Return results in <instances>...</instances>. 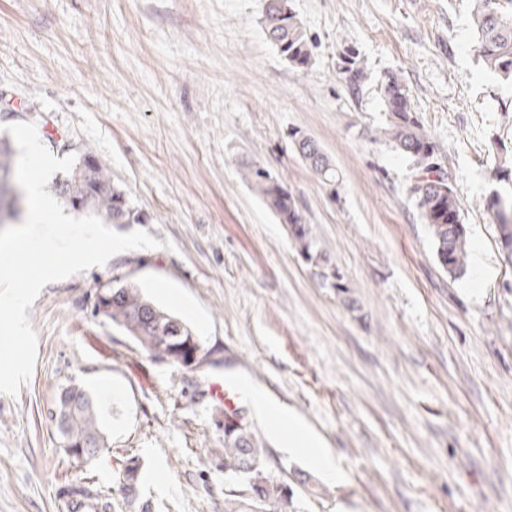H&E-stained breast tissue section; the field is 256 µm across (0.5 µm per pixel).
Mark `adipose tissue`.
I'll return each mask as SVG.
<instances>
[{
  "label": "adipose tissue",
  "mask_w": 512,
  "mask_h": 512,
  "mask_svg": "<svg viewBox=\"0 0 512 512\" xmlns=\"http://www.w3.org/2000/svg\"><path fill=\"white\" fill-rule=\"evenodd\" d=\"M248 395L255 415L271 424L273 430L283 438L289 452L306 455L314 469L335 473L336 461L333 456L327 449L319 447L300 422L273 405L259 389L249 388Z\"/></svg>",
  "instance_id": "adipose-tissue-1"
}]
</instances>
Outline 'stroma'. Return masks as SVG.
<instances>
[{"mask_svg": "<svg viewBox=\"0 0 512 512\" xmlns=\"http://www.w3.org/2000/svg\"><path fill=\"white\" fill-rule=\"evenodd\" d=\"M265 6L0 0V125L35 123L59 158L92 149L159 242L47 284L28 309L36 365L0 394V512H58L79 487L117 498L131 458L152 512H224L208 395L224 381L261 389L335 457L337 481L286 454L237 394L293 512H512V265L481 207L489 139L512 142V88L481 67L473 0H293L313 46L304 70L268 40ZM347 45L371 73L356 96L337 68ZM387 72L441 146L483 275L438 265L409 162L374 138ZM296 129L341 171L338 193L312 177ZM246 162L294 194L318 258L298 255ZM119 275L194 331L197 372L94 316ZM74 383L114 408L89 462L64 454L51 418Z\"/></svg>", "mask_w": 512, "mask_h": 512, "instance_id": "1", "label": "stroma"}]
</instances>
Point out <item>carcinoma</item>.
<instances>
[{
	"label": "carcinoma",
	"instance_id": "obj_1",
	"mask_svg": "<svg viewBox=\"0 0 512 512\" xmlns=\"http://www.w3.org/2000/svg\"><path fill=\"white\" fill-rule=\"evenodd\" d=\"M474 34L484 69L503 84L512 87V0H475ZM266 35L279 53L298 70L312 63V45L296 14L292 0H267L262 17ZM339 72L345 76L351 93L359 94L371 74L365 60L352 49H345L339 58ZM384 97L383 126L379 138L405 156L418 181L408 186V197L421 219L427 224L435 258L439 266L456 278L468 266L467 228L463 222L460 198L452 175L440 167V145L421 123L412 96L397 74L385 73L380 81ZM293 142L303 141L301 158L313 177L338 192L342 176L321 151L318 144L299 130L290 134ZM17 151L11 140L0 135V224L19 219L25 201L23 190L15 179ZM488 172L500 183L512 182V153L495 146ZM252 188L282 224L291 225L293 242L298 252L308 259L318 256L316 242L300 211L293 193L268 170L252 164L246 168ZM55 191L77 211H95L112 224H138L140 212L125 192L112 179L94 152H79L71 169L55 184ZM483 207L497 228L498 248L512 247V193L494 190L484 198ZM109 289L112 299L103 307H94V315L123 329L134 344L151 359L165 360L182 368L189 363L192 352L199 348V338L171 312L158 306L136 282L127 277L113 279ZM169 337L163 343L158 336ZM84 401L74 407L63 403L57 409L64 420L58 427L60 447L77 453L88 444L101 448L104 444L103 421L111 408L101 400L82 392ZM238 409H219L224 416V447L210 453L224 463V512H291L293 493L286 483L275 477L268 467V450L255 437L245 420L235 421ZM140 468L129 460L119 478V494L129 507L149 512V505L138 503Z\"/></svg>",
	"mask_w": 512,
	"mask_h": 512
}]
</instances>
